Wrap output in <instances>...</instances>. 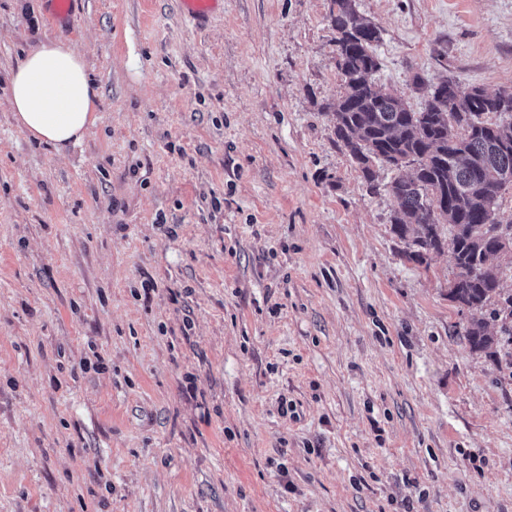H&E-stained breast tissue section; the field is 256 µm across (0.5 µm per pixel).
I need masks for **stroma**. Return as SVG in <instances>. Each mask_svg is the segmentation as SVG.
Segmentation results:
<instances>
[{"instance_id": "obj_1", "label": "stroma", "mask_w": 512, "mask_h": 512, "mask_svg": "<svg viewBox=\"0 0 512 512\" xmlns=\"http://www.w3.org/2000/svg\"><path fill=\"white\" fill-rule=\"evenodd\" d=\"M374 81L512 90V0H355ZM0 0V512H512V365L409 260L332 114L327 0ZM83 56L60 153L11 71ZM9 100L15 122L35 140L63 153L94 127L98 90L70 44L46 39L12 71Z\"/></svg>"}]
</instances>
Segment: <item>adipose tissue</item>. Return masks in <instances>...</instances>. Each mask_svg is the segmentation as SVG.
I'll return each instance as SVG.
<instances>
[{
	"mask_svg": "<svg viewBox=\"0 0 512 512\" xmlns=\"http://www.w3.org/2000/svg\"><path fill=\"white\" fill-rule=\"evenodd\" d=\"M15 122L35 140L62 152L78 145L98 120V90L70 44L46 39L12 71Z\"/></svg>",
	"mask_w": 512,
	"mask_h": 512,
	"instance_id": "adipose-tissue-1",
	"label": "adipose tissue"
}]
</instances>
